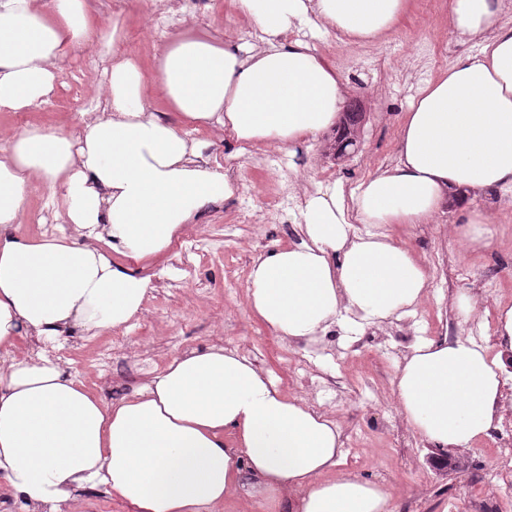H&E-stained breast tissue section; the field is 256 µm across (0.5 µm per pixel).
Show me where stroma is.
<instances>
[{
  "label": "stroma",
  "instance_id": "obj_1",
  "mask_svg": "<svg viewBox=\"0 0 512 512\" xmlns=\"http://www.w3.org/2000/svg\"><path fill=\"white\" fill-rule=\"evenodd\" d=\"M88 2L103 26L119 22L125 49L148 73L168 33L208 28L244 42L250 39L246 22H227L225 0H205L201 17L195 19L147 13L139 0H125L123 11L114 15L106 0ZM447 27L448 0H408L401 23L372 43L349 45L326 33L315 37L307 30L299 32V39L336 68L350 87L351 103L364 112L359 149L337 160L326 154L321 137L299 143L287 153V166L276 168L270 162L278 153L275 146L260 143L242 149L212 131L193 132V139L204 145V156L222 164L237 181L238 193L205 205L188 234L151 260L155 288L128 328L89 341L76 334L60 338L61 366L88 389L116 402L180 353L213 345L237 351L264 369L284 392L340 425L345 469L384 484L393 495L395 512H468L470 497L487 491L477 478L495 461L491 438L460 450L466 461L463 471L438 473L428 461L433 447L413 433L398 409L392 380L409 342L470 336L469 322L451 304L458 295L473 296L476 315L491 321L498 305L512 303V208L501 192L474 200L492 231L491 243L484 248H468L456 235L449 209L432 224L390 227L393 238L425 265L437 292L418 304L421 319L352 333L338 329L297 347L251 317L246 298L254 258L299 239V216L294 212H285L281 223L264 222L262 211L269 196L293 178L314 187L338 182L350 188L393 165L402 116L420 87L446 71L458 56L478 50L468 42L460 44L457 53L441 54L442 45L449 42ZM68 90V85H61L46 107L0 112V145H7L11 135L31 123L51 129L64 122L76 124L78 113L65 106ZM243 208L250 209L252 223H238ZM50 218L64 222L62 199H51L45 186L32 187L20 218L21 232L41 233ZM194 239L202 245L201 255L192 267H179L180 249ZM491 274L497 278V294H480L479 282ZM106 351L112 357L105 362L101 355ZM487 492L512 505V489L500 484Z\"/></svg>",
  "mask_w": 512,
  "mask_h": 512
}]
</instances>
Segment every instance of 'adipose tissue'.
Listing matches in <instances>:
<instances>
[{
  "label": "adipose tissue",
  "mask_w": 512,
  "mask_h": 512,
  "mask_svg": "<svg viewBox=\"0 0 512 512\" xmlns=\"http://www.w3.org/2000/svg\"><path fill=\"white\" fill-rule=\"evenodd\" d=\"M258 39L171 34L152 74L99 25L88 0H0V112L48 102L63 59L86 47L109 60V109L77 126H26L0 149V491L25 512H77L102 489L130 512H393L390 492L343 470L341 429L236 351L173 358L126 399L108 403L29 337L94 338L127 327L153 290L147 262L167 251L236 182L213 168L192 130L288 150L336 126L349 92L298 28L346 43L382 39L408 0H228ZM449 36L477 42L427 81L401 125L393 166L347 190L319 187L299 212L302 238L253 261L252 316L288 340L404 316L429 276L385 231L429 224L446 203L467 245L490 231L473 195L512 188V0H448ZM161 97L178 123L158 119ZM60 192L70 232L29 237L27 191ZM463 196H455V189ZM501 355L469 339L416 340L394 394L412 430L441 449L489 435L507 407Z\"/></svg>",
  "instance_id": "adipose-tissue-1"
}]
</instances>
